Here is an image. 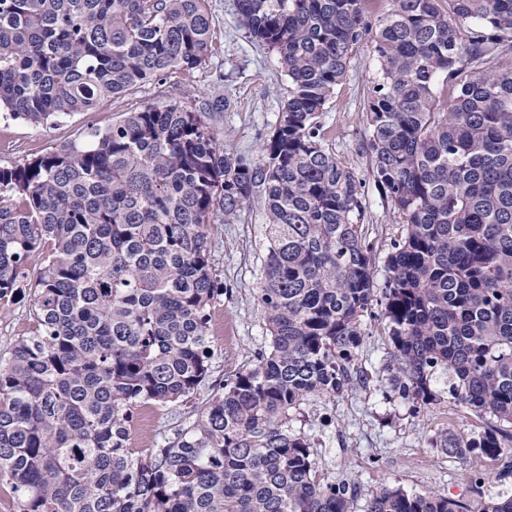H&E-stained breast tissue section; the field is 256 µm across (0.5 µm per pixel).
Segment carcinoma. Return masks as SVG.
<instances>
[{"mask_svg": "<svg viewBox=\"0 0 512 512\" xmlns=\"http://www.w3.org/2000/svg\"><path fill=\"white\" fill-rule=\"evenodd\" d=\"M365 2L237 0L291 83L257 162L224 149L219 97L137 107L0 166V306L28 297L35 318L0 356L7 512H355V488L325 481L288 414L360 377L376 301L393 391L417 412L449 397L512 425V0H393L375 22ZM211 24L208 0H0V112L37 126L188 77L209 58ZM367 38L381 77L365 149L402 227L380 294L362 181L318 122ZM257 188L269 350L177 441L136 451L138 416L209 374V308L224 295L211 229ZM507 438L445 433L435 447L498 460ZM367 512H512V496L472 511L384 489Z\"/></svg>", "mask_w": 512, "mask_h": 512, "instance_id": "cac0c4a2", "label": "carcinoma"}]
</instances>
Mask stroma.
<instances>
[{
  "instance_id": "stroma-1",
  "label": "stroma",
  "mask_w": 512,
  "mask_h": 512,
  "mask_svg": "<svg viewBox=\"0 0 512 512\" xmlns=\"http://www.w3.org/2000/svg\"><path fill=\"white\" fill-rule=\"evenodd\" d=\"M209 12L212 53L195 71L190 85L150 82L123 98L102 101L94 112L44 126L0 116V165H17L60 143L80 140L88 127L111 126L121 113L139 106L178 99L196 107L218 96L224 99L217 130L225 148L253 161L259 159L288 98L290 83L275 53L253 42L240 26L236 0H209ZM378 76L372 45L361 42L319 122L326 148L363 182L373 279L380 289L386 279V257L400 228L390 201L372 181L371 158L363 148L369 135L366 109ZM266 222L264 197L258 191L238 218L213 226L212 264L224 282V294L210 307L216 330L210 336L209 376L190 397L152 410L149 436L131 432L130 447H145L150 440L176 441L179 432L198 419L219 386L236 372L252 367L258 353L266 349L269 335L255 295L267 253ZM30 309L26 300L0 308V355L32 331ZM363 332L356 352L360 381L342 395L310 398L288 417L289 428L311 441L315 463L325 479L356 486V512H365L370 495L383 488L445 493L462 497L472 506L501 494L511 495L512 476L497 477L501 462L473 456L458 459L433 445L443 432L468 435L495 424V417L479 416L446 401L418 414L412 412L407 401L388 391L390 347L380 307H373L365 318ZM474 468L488 475L478 489L465 479Z\"/></svg>"
}]
</instances>
